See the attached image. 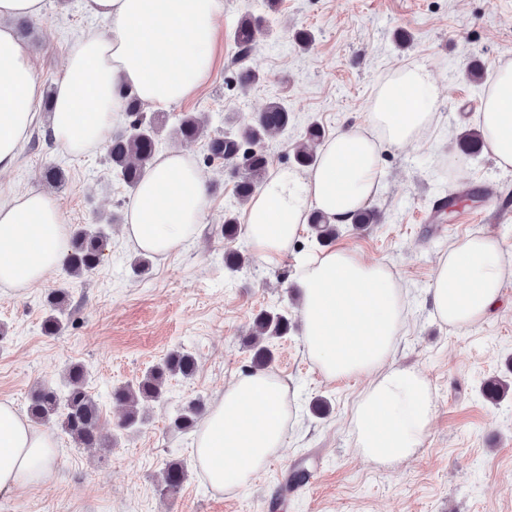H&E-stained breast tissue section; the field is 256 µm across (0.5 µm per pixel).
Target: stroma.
Segmentation results:
<instances>
[{"label":"stroma","mask_w":512,"mask_h":512,"mask_svg":"<svg viewBox=\"0 0 512 512\" xmlns=\"http://www.w3.org/2000/svg\"><path fill=\"white\" fill-rule=\"evenodd\" d=\"M261 17L269 30L247 64L260 79L240 88L235 79L233 31L245 15ZM23 39L45 88L63 72L66 47L76 35L106 32L88 18L79 0H45L42 17L29 23ZM313 33L307 49L293 34ZM405 41H396V33ZM512 61V0H224L213 67L206 84L171 113L195 112L208 133L252 121L271 99L294 115L288 130L267 143L269 172L294 167L293 152L309 122L325 136L364 123L368 100L390 70L412 62L431 69L438 83L436 121L417 143L382 145L381 190L369 206L378 221L343 228L336 245L361 258L389 265L408 290L407 324L395 361L418 366L435 393L430 434L416 457L390 468L365 460L354 449L350 416L366 382L326 379L307 356L299 324L277 340L270 372L286 380L299 416L287 428L281 452L251 484L234 492L211 487L197 467L194 434L174 431L171 420L198 399L212 404L226 382L247 373L246 338L252 317L265 309L297 312L293 275L300 261L320 253L309 228H302L285 259L273 267L259 258L231 272L224 265L219 226L225 211L242 213L235 180L224 162L209 161L205 140L165 137L160 151L179 149L207 178L208 209L199 239L165 257L153 256L138 274L140 252L113 225L102 264L76 278L57 269L46 286L17 296L0 288V399L26 409L37 383L60 381L66 366L85 365L89 388L102 411L101 430L117 436L115 447L89 450L59 435L60 460L44 484L0 497V512H512V395L493 404L483 382H512V278L502 305L466 330L442 323L428 290L438 260L454 241L481 232L499 239L512 259V169L499 168L485 152L461 151L459 137L475 129L472 115L484 85L468 78L472 66L492 75ZM38 122L14 169L0 173V189L41 188V170L59 165L65 183L54 195L70 226L126 217L133 197L112 176L104 148L72 155L44 139ZM454 194L472 211V224L427 223L433 204ZM69 293L68 322L61 334L44 335L41 325L49 290ZM185 348L198 361L192 378H174L163 402L141 404L137 432L120 434V407L113 386L135 382L170 350ZM328 400V415L309 405ZM172 460L186 461L188 477L176 493L165 492L160 473ZM316 465L314 475L288 485L298 468Z\"/></svg>","instance_id":"1"}]
</instances>
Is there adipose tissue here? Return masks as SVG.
Segmentation results:
<instances>
[{"label":"adipose tissue","mask_w":512,"mask_h":512,"mask_svg":"<svg viewBox=\"0 0 512 512\" xmlns=\"http://www.w3.org/2000/svg\"><path fill=\"white\" fill-rule=\"evenodd\" d=\"M84 12L105 19L110 33H88L68 47L55 86L49 128L74 155L103 145L133 95L156 109L193 96L212 68L224 0H81ZM44 0H0V172L12 169L36 123L43 80L14 23L43 14ZM435 80L419 64L389 71L376 85L365 123L328 140L317 164L276 173L242 215L252 252L273 265L287 252L311 210L348 224L381 186L379 146L419 140L433 121ZM485 149L496 165L512 167V62L502 64L479 112ZM208 207L203 174L184 153L154 158L124 226L137 250L165 256L203 229ZM70 239L59 201L42 190L0 192V287L17 295L49 282ZM512 266L501 242L476 233L452 244L430 290L434 314L455 329L472 327L499 308ZM301 336L309 358L330 380L363 378L351 416L354 447L363 458L390 465L422 448L436 399L421 369L393 362L407 320L406 290L383 263L348 248L305 260L297 276ZM289 389L278 376L254 371L227 385L200 424L194 457L209 484L234 492L283 446ZM54 434L35 426L13 402L0 400V495L47 481L57 467Z\"/></svg>","instance_id":"adipose-tissue-1"}]
</instances>
